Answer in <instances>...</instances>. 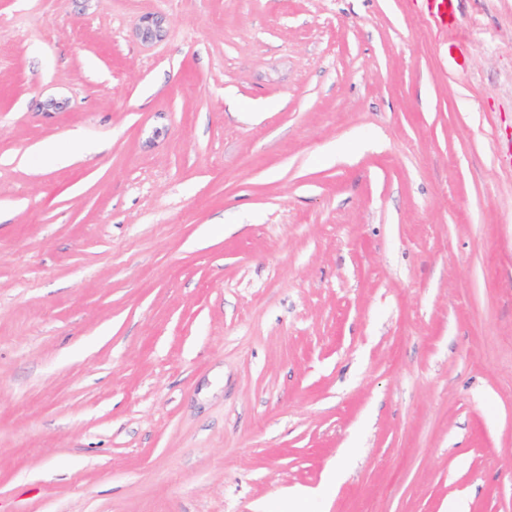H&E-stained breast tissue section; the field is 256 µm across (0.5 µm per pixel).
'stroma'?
Returning <instances> with one entry per match:
<instances>
[{"label": "stroma", "instance_id": "obj_1", "mask_svg": "<svg viewBox=\"0 0 512 512\" xmlns=\"http://www.w3.org/2000/svg\"><path fill=\"white\" fill-rule=\"evenodd\" d=\"M457 15L0 0V512H512V0Z\"/></svg>", "mask_w": 512, "mask_h": 512}]
</instances>
